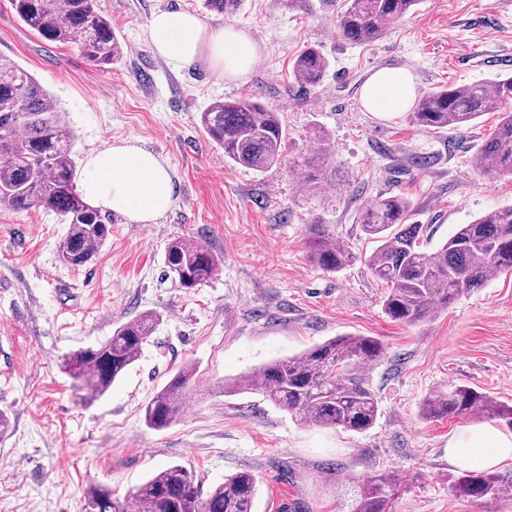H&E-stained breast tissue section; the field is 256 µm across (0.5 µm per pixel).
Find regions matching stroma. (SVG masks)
<instances>
[{
    "mask_svg": "<svg viewBox=\"0 0 512 512\" xmlns=\"http://www.w3.org/2000/svg\"><path fill=\"white\" fill-rule=\"evenodd\" d=\"M341 0H245L233 18L202 0H98L124 47L108 67L74 46L51 43L0 0V55L33 73L57 99L78 159L137 139L164 157L175 204L152 224L112 217V235L87 266L58 259L67 231L54 212L0 206V512H81L94 482L116 499L156 470L179 464L202 488L252 471L254 512H347V493L367 476L401 481L393 512H512V500L463 499L450 475L448 442L487 424L480 412L428 419L426 397L468 385L512 405V273L493 276L431 319L406 326L382 306L386 288L369 270L374 245L360 209L402 195L432 252L460 225L512 205V177L479 175L473 159L493 132L494 112L463 127L429 129L409 113L366 111L361 89L383 66L411 71L417 94L512 74V0H419L376 40L351 43L336 30ZM194 12L233 23L258 45L239 79L205 67L172 69L146 40L152 13ZM308 45L329 61L322 84L300 90L292 63ZM250 97L278 112L286 132L281 164L255 171L228 161L206 138L211 103ZM325 131L334 186L311 194L297 180ZM324 224L353 259L337 272L311 263L306 227ZM205 244L220 260L192 290L163 276L174 240ZM159 317L150 342L108 394L83 404L62 368L68 354L105 342L143 311ZM371 336L383 357L358 374L378 400L361 433L308 425L262 395L228 396L225 379L295 356L340 335ZM196 370L175 422L148 428L143 408L183 367Z\"/></svg>",
    "mask_w": 512,
    "mask_h": 512,
    "instance_id": "1",
    "label": "stroma"
}]
</instances>
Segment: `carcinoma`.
<instances>
[{"mask_svg": "<svg viewBox=\"0 0 512 512\" xmlns=\"http://www.w3.org/2000/svg\"><path fill=\"white\" fill-rule=\"evenodd\" d=\"M418 0H344L337 14L339 35L350 42L372 41L387 25L409 14ZM244 0H204L205 8L230 19ZM17 16L52 43L77 45L97 66L120 61L124 48L97 0H11ZM329 62L321 49L310 46L294 60V81L302 88L319 87ZM512 76L491 84L440 87L417 103L411 120L422 127L443 129L472 123L483 114L499 112L493 136L474 159L483 176L512 175ZM204 134L236 165L262 171L281 162L285 133L278 114L249 98L219 100L201 113ZM318 147L306 162V188L318 191L330 183L332 159L320 132ZM0 205L15 212L36 207L50 210L68 225L58 246L59 260L84 267L112 233V219L91 207L77 189L74 136L62 121L59 107L42 82L10 58L0 56ZM411 201L381 196L358 216L361 232L376 247L367 259L373 276L388 291L385 313L405 325H416L448 308L457 298L484 286L492 273L512 272V206L493 209L470 224H462L434 252L422 249L423 225L408 223ZM308 257L318 267L336 272L352 259L324 224H309ZM168 275L183 288H196L212 278L219 259L202 243L175 240L169 244ZM158 316L142 312L119 325L97 345L69 354L63 370L92 404L105 396L136 361L153 335ZM380 341L369 336L341 335L318 343L302 355L273 360L251 374L224 381V393H258L277 408L306 423L363 432L378 416L375 394L355 372V366L378 361ZM195 376L181 369L145 406L144 421L154 430L167 428ZM480 411L512 428V406L482 392L455 385L430 395L423 415L430 419L459 417ZM463 498L512 499V473L465 470L453 478ZM400 481L396 475L373 474L355 486L348 512H392ZM257 479L239 471L204 492L196 476L181 465L150 475L129 497L138 512H252ZM82 512H125L112 498V488L98 483L83 495Z\"/></svg>", "mask_w": 512, "mask_h": 512, "instance_id": "obj_1", "label": "carcinoma"}]
</instances>
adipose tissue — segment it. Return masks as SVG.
Listing matches in <instances>:
<instances>
[{"instance_id": "ef3b65f1", "label": "adipose tissue", "mask_w": 512, "mask_h": 512, "mask_svg": "<svg viewBox=\"0 0 512 512\" xmlns=\"http://www.w3.org/2000/svg\"><path fill=\"white\" fill-rule=\"evenodd\" d=\"M146 35L153 52L171 66L202 65L220 78L245 75L258 56L256 43L245 32L207 27L182 9L154 13ZM414 98L412 73L396 66L375 70L362 90L367 110L381 114L407 111ZM80 186L91 206L131 224L153 223L175 203L168 162L133 139L89 153ZM448 460L465 470H494L512 460V434L490 424L475 432L461 429L448 443Z\"/></svg>"}]
</instances>
